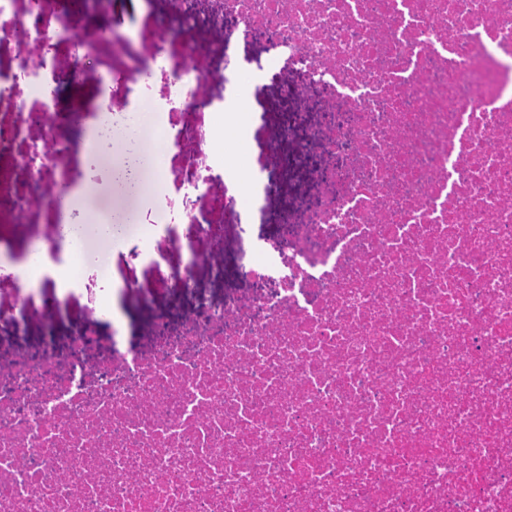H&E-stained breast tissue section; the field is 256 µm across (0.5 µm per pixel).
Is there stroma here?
<instances>
[{"mask_svg": "<svg viewBox=\"0 0 512 512\" xmlns=\"http://www.w3.org/2000/svg\"><path fill=\"white\" fill-rule=\"evenodd\" d=\"M262 54L261 45L236 43L229 50V66L241 70V89L253 93L260 118L273 121L281 113L290 111L295 102L284 94L280 81L272 76H264L255 85L250 83L248 73L255 70L254 60ZM285 150L289 160L271 174L272 188L263 200V218L253 220L244 215L239 218L237 234L255 246L278 238L289 213L302 207L312 194L315 156L297 152L290 144ZM165 205L181 208V194L172 188L161 190L155 203L144 207L139 225L123 229L119 244L104 256L102 265H89L75 271L77 285L52 335H45L33 323L21 328L0 323V350H65L76 324L85 319L87 310L100 307L104 285L114 282L129 288L127 326L123 337V345L127 348L141 343L139 328L151 321L156 312H164L170 320L176 321L186 311L222 302L230 294L246 293L250 284L244 274L243 262L239 252L231 247L224 252L223 268L197 273L191 288H169L171 271L182 258L170 250L166 235L149 239L144 234L145 228L154 221L157 208ZM149 247L160 254V261L149 263L144 260L142 252Z\"/></svg>", "mask_w": 512, "mask_h": 512, "instance_id": "obj_1", "label": "stroma"}]
</instances>
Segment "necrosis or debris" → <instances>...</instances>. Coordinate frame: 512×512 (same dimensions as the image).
Masks as SVG:
<instances>
[{"mask_svg":"<svg viewBox=\"0 0 512 512\" xmlns=\"http://www.w3.org/2000/svg\"><path fill=\"white\" fill-rule=\"evenodd\" d=\"M140 2V27L106 41L87 0H0V105L19 118L0 170L25 178L0 195L22 244L0 261L16 286L0 322L114 242L37 239L35 216L65 223L63 195L128 224L182 191L172 287L223 254L233 130L201 93L232 40L272 52L296 103L253 127L252 166L299 140L315 204L251 250L249 293L156 313L137 348L101 342L91 315L65 354L0 352V512H512V0ZM70 55L126 96L95 100L92 136L87 109L55 108ZM147 110L175 133L168 168ZM78 149L130 194L70 183Z\"/></svg>","mask_w":512,"mask_h":512,"instance_id":"obj_1","label":"necrosis or debris"}]
</instances>
